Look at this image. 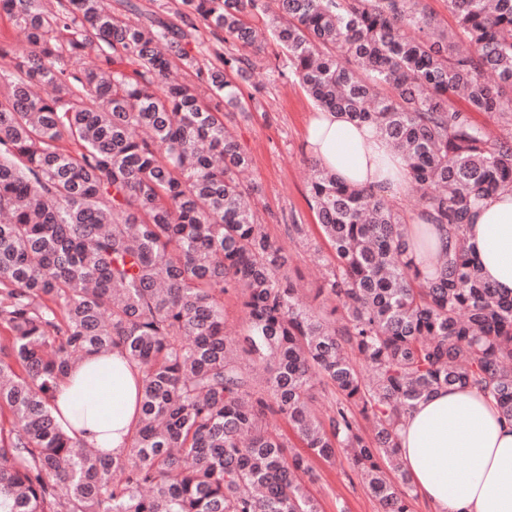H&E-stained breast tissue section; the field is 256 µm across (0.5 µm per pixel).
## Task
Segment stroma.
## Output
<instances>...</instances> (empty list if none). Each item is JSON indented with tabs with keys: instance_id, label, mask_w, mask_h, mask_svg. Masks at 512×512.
Instances as JSON below:
<instances>
[{
	"instance_id": "stroma-1",
	"label": "stroma",
	"mask_w": 512,
	"mask_h": 512,
	"mask_svg": "<svg viewBox=\"0 0 512 512\" xmlns=\"http://www.w3.org/2000/svg\"><path fill=\"white\" fill-rule=\"evenodd\" d=\"M278 47L271 42L257 56L252 83L261 104L248 114L230 113L228 121L251 160V180L258 186L255 209L266 232L288 251L291 269L307 294H314L331 249L307 200L310 179L306 128L316 108L302 89L272 69ZM301 224L302 233L290 231ZM317 480L310 491L322 512H378L376 499L356 476L346 451L334 459H312Z\"/></svg>"
}]
</instances>
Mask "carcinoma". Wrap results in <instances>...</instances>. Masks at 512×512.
<instances>
[{"mask_svg": "<svg viewBox=\"0 0 512 512\" xmlns=\"http://www.w3.org/2000/svg\"><path fill=\"white\" fill-rule=\"evenodd\" d=\"M445 2L451 27L422 0H180L183 22L230 45L201 66L187 31L156 16L0 0L28 43L0 42V512H320L308 459L285 454L299 446L350 451L380 512H413L398 431L416 402L469 387L512 419V298L467 245L478 202L512 192V0ZM264 32L287 58L279 75L372 124L421 193L408 218L309 160L328 312L302 301L247 201L250 158L211 104L257 106L243 87ZM89 54L96 67H71ZM178 68L194 81H170ZM419 219L448 234L431 276L405 236ZM117 347L141 369V414L110 457L69 436L53 401L75 362ZM321 384L335 392L325 417ZM224 331L234 336L243 329V314L237 298L232 293L224 294Z\"/></svg>", "mask_w": 512, "mask_h": 512, "instance_id": "cac0c4a2", "label": "carcinoma"}]
</instances>
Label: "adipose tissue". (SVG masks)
I'll return each instance as SVG.
<instances>
[{
	"label": "adipose tissue",
	"mask_w": 512,
	"mask_h": 512,
	"mask_svg": "<svg viewBox=\"0 0 512 512\" xmlns=\"http://www.w3.org/2000/svg\"><path fill=\"white\" fill-rule=\"evenodd\" d=\"M321 166L342 180L406 193L404 161L368 123L319 112L306 132ZM487 281L512 297V193L482 202L469 227ZM136 365L115 349L78 362L56 394L57 420L86 445L123 454L139 422ZM400 461L434 512H512V424L471 388H441L399 429Z\"/></svg>",
	"instance_id": "1"
}]
</instances>
